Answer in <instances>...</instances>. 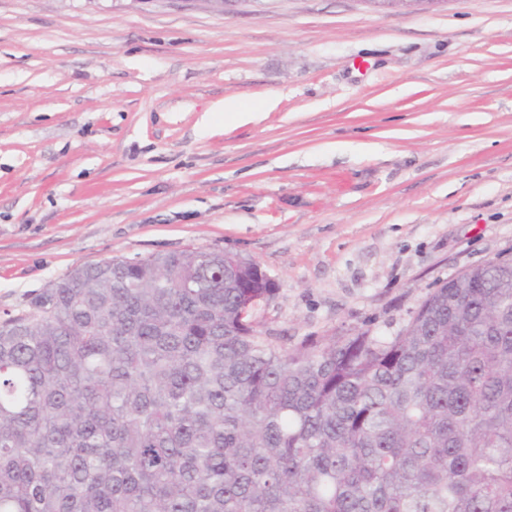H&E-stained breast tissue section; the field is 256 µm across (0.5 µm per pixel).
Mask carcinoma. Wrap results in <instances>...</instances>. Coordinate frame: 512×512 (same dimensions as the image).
Listing matches in <instances>:
<instances>
[{
    "label": "carcinoma",
    "mask_w": 512,
    "mask_h": 512,
    "mask_svg": "<svg viewBox=\"0 0 512 512\" xmlns=\"http://www.w3.org/2000/svg\"><path fill=\"white\" fill-rule=\"evenodd\" d=\"M220 249L75 268L0 322V512H512V260L291 350Z\"/></svg>",
    "instance_id": "1"
}]
</instances>
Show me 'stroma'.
Instances as JSON below:
<instances>
[{
  "mask_svg": "<svg viewBox=\"0 0 512 512\" xmlns=\"http://www.w3.org/2000/svg\"><path fill=\"white\" fill-rule=\"evenodd\" d=\"M196 248L277 282L288 348L512 257V0H0V320Z\"/></svg>",
  "mask_w": 512,
  "mask_h": 512,
  "instance_id": "stroma-1",
  "label": "stroma"
}]
</instances>
